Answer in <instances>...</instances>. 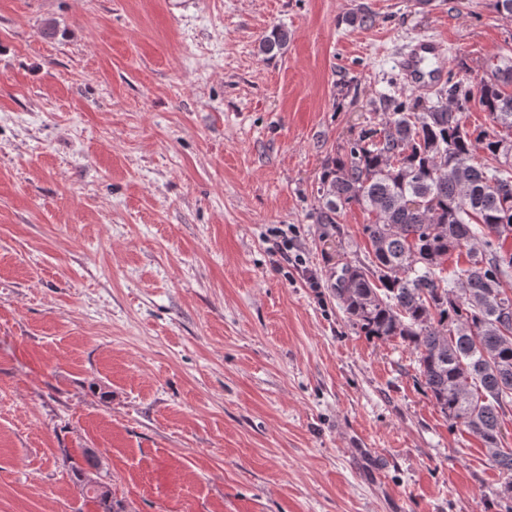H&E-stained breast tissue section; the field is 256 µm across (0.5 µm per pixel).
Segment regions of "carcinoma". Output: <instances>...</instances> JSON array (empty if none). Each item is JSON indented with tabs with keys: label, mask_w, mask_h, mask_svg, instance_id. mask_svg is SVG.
Returning a JSON list of instances; mask_svg holds the SVG:
<instances>
[{
	"label": "carcinoma",
	"mask_w": 512,
	"mask_h": 512,
	"mask_svg": "<svg viewBox=\"0 0 512 512\" xmlns=\"http://www.w3.org/2000/svg\"><path fill=\"white\" fill-rule=\"evenodd\" d=\"M290 34L277 28L260 51L282 54ZM422 112L399 107L327 158L318 178L320 224L359 207L369 261L344 264L333 295L359 333L400 340L416 356L420 385L450 427L482 443L512 489V450L501 447V419L512 407V92L483 83L479 104L503 132L469 129L461 110L471 90L455 86ZM485 154L475 161V149ZM409 201L419 202L412 208ZM466 249V267L448 270ZM74 467L81 491L102 512H117L110 479L93 454Z\"/></svg>",
	"instance_id": "1"
}]
</instances>
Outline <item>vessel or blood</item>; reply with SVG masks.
Wrapping results in <instances>:
<instances>
[{
	"label": "vessel or blood",
	"instance_id": "b4317fda",
	"mask_svg": "<svg viewBox=\"0 0 512 512\" xmlns=\"http://www.w3.org/2000/svg\"><path fill=\"white\" fill-rule=\"evenodd\" d=\"M397 66L407 87L430 94L447 80L452 61L445 42L425 37L399 56Z\"/></svg>",
	"mask_w": 512,
	"mask_h": 512
}]
</instances>
